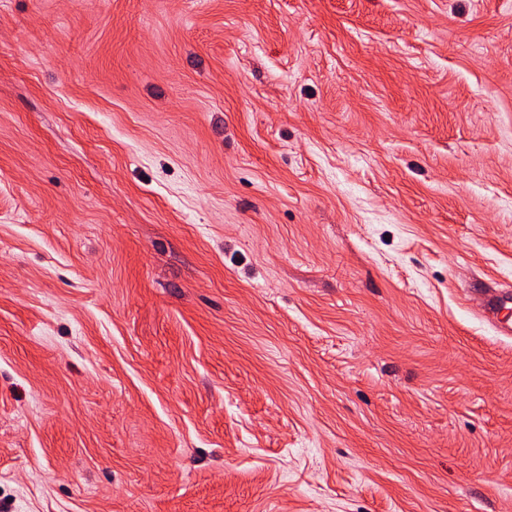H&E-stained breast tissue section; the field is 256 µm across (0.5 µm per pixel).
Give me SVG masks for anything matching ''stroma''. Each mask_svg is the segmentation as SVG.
<instances>
[{
	"instance_id": "stroma-1",
	"label": "stroma",
	"mask_w": 512,
	"mask_h": 512,
	"mask_svg": "<svg viewBox=\"0 0 512 512\" xmlns=\"http://www.w3.org/2000/svg\"><path fill=\"white\" fill-rule=\"evenodd\" d=\"M512 0H0V512H512ZM485 317L491 326L501 336L512 335V322L510 318H500L499 315L512 309V294L494 289H486Z\"/></svg>"
}]
</instances>
